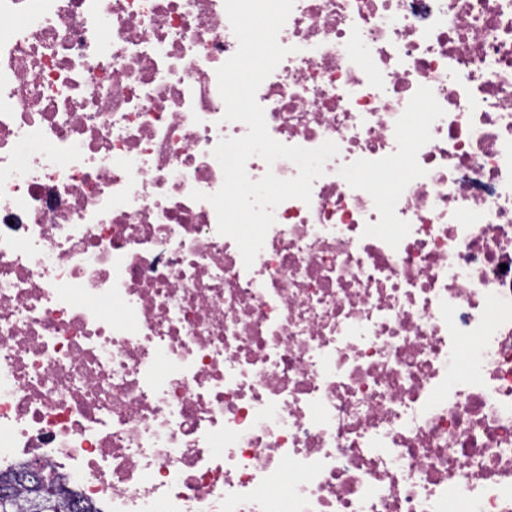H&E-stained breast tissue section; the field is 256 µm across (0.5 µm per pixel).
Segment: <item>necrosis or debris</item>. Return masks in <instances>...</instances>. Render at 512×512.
I'll return each instance as SVG.
<instances>
[{"label": "necrosis or debris", "mask_w": 512, "mask_h": 512, "mask_svg": "<svg viewBox=\"0 0 512 512\" xmlns=\"http://www.w3.org/2000/svg\"><path fill=\"white\" fill-rule=\"evenodd\" d=\"M339 154L245 267L224 0H0V470L108 512H512V0H295ZM397 172L387 189L377 176Z\"/></svg>", "instance_id": "obj_1"}]
</instances>
